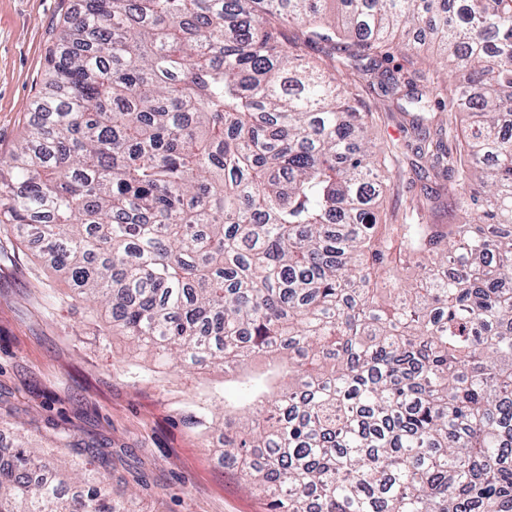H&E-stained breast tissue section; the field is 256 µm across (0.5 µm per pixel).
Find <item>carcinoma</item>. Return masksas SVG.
<instances>
[{"label": "carcinoma", "instance_id": "obj_1", "mask_svg": "<svg viewBox=\"0 0 512 512\" xmlns=\"http://www.w3.org/2000/svg\"><path fill=\"white\" fill-rule=\"evenodd\" d=\"M337 61L435 49L468 75L445 147L468 217L380 224L370 113ZM399 77L392 100L421 103ZM16 147L0 231L175 368L288 360L224 459L269 512H512V0H83ZM418 262L416 277L398 278ZM0 512H115L110 478L0 452Z\"/></svg>", "mask_w": 512, "mask_h": 512}]
</instances>
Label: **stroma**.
<instances>
[{"mask_svg":"<svg viewBox=\"0 0 512 512\" xmlns=\"http://www.w3.org/2000/svg\"><path fill=\"white\" fill-rule=\"evenodd\" d=\"M78 0H0V152L18 142L41 90L53 40ZM355 91L372 111L378 142L397 145L380 221L460 224L450 181L424 178L413 120L447 137L458 114L403 112L370 76ZM285 365L255 361L236 375L221 365L176 369L101 335L83 302L14 235L0 234V446L31 437L46 463L110 475L119 512H269L237 468L225 464V405L247 412L283 382Z\"/></svg>","mask_w":512,"mask_h":512,"instance_id":"35a3bbf8","label":"stroma"}]
</instances>
